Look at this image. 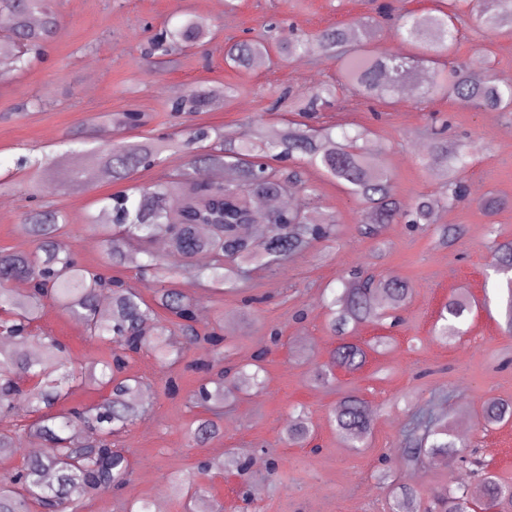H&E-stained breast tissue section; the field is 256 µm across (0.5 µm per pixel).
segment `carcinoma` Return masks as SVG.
Returning a JSON list of instances; mask_svg holds the SVG:
<instances>
[{"instance_id":"obj_1","label":"carcinoma","mask_w":512,"mask_h":512,"mask_svg":"<svg viewBox=\"0 0 512 512\" xmlns=\"http://www.w3.org/2000/svg\"><path fill=\"white\" fill-rule=\"evenodd\" d=\"M466 13L489 33L512 29V0H446L442 7L403 16L398 30L403 51L376 52L373 23L363 21L356 26L324 29L311 42L296 32L235 42L225 50L224 60L232 68H247L256 59L269 56L272 46L288 57L315 52L341 63L344 87L351 94L386 102L399 96L404 85L417 76L410 71V62L422 58L429 73L425 85L428 95L512 117V85L502 86L491 77L476 82L465 66L445 61L453 51L455 21ZM0 15L11 19L14 30L11 37L0 39V55L16 53L14 71L25 69L28 54L53 38L59 26L53 0H0ZM210 35L211 25L192 16L172 31L155 33L147 55L167 57ZM227 92L229 88L224 86L193 87L172 111L197 112ZM335 101L336 87L322 85L305 99L302 111L319 112ZM431 135L428 166L441 192L404 202L395 196L392 176L381 159L357 146L364 136L362 131L353 135L344 131L338 138L329 129L316 130L304 122H293L252 130L228 142L213 127L194 130L189 143L199 145L200 159L190 160L184 168L146 188L109 194L100 200L96 211L83 217V225L99 237L112 262L132 263L139 273L150 274L149 301L134 289L79 264L59 235L62 215L51 210L30 212L21 230L35 242L34 251L0 255V329L5 336L0 340V419L36 415L39 420L21 433L1 430L0 455L13 454L24 441L33 448H51L53 453L28 458L21 469L0 476V512H80L86 494L124 486L132 472L131 462L112 447V437L142 419L151 406L142 381L126 373L129 360L150 350L158 360L175 363L200 344L220 350L223 337L202 336L196 331L197 303L176 287L179 268L152 251L155 240H164L175 259L208 254L210 262L196 275L209 287L226 293L241 291L242 270L247 265L258 263L278 272L281 262L311 242L335 234V224H315L300 207L286 215L255 209L257 200L286 196L303 184L300 171L276 166L293 158L344 183L363 201L359 228L364 237L373 238L380 225L396 221L430 224L438 208H452L465 200L469 166L465 146L450 145L435 131ZM171 148V142L165 140H122L93 150V155L97 164L111 172L113 180L124 181L146 164H164L165 153ZM62 161L61 155L35 161L30 172L33 188H40L48 171ZM200 162L224 168L231 178L222 184L204 181L199 176ZM434 234L439 244L449 247L458 239L459 226L442 224L434 228ZM490 253L491 267L500 275H508L512 270V241L492 242ZM16 280L26 281L28 288L18 291L10 287ZM412 291L411 284L398 276L357 272L340 291L324 298L330 329L339 343L331 360L312 371L311 380L325 386L335 378L337 368L361 369L367 353L346 341L349 326L397 321ZM49 303L81 323L90 336L115 344L117 352L109 360L74 366L73 357L57 337L34 332V324ZM161 310L181 327V342L169 337L168 328L159 321ZM471 313L468 297L452 295L440 312L437 336L446 341L460 335ZM259 361L258 356L256 362L241 367L229 361L222 367L216 361L197 363L213 377L190 396L191 402L209 412L188 430L190 441L203 445L218 435L224 402L263 386ZM75 386L106 389L108 395L94 405L62 409V401ZM332 418L345 443L355 446L365 441L371 423L358 396L344 397ZM511 419V401L494 399L481 407L480 421L485 428ZM309 434L306 408L294 407L284 440L300 445ZM404 441L418 460H460L484 467L481 461L462 455L459 444L463 440L442 420L419 418ZM226 467L243 475L249 470L250 459L235 455L207 459L200 466V474ZM177 486L198 502L209 497L208 486L197 479H180ZM471 505L483 512H512V484L487 472L474 485H460L435 495L434 509L428 512H469ZM421 507L417 490L407 485L394 489L390 512H421Z\"/></svg>"}]
</instances>
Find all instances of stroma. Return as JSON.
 I'll return each mask as SVG.
<instances>
[{
  "label": "stroma",
  "mask_w": 512,
  "mask_h": 512,
  "mask_svg": "<svg viewBox=\"0 0 512 512\" xmlns=\"http://www.w3.org/2000/svg\"><path fill=\"white\" fill-rule=\"evenodd\" d=\"M437 3L56 0L59 27L43 55L25 71L0 75V254L31 252L34 244L18 226L26 212L52 209L65 216L63 234L81 264L150 297L147 282L136 270L112 263L97 236L81 225L99 198L116 192V184L98 178L69 190L58 186L70 172L91 165L90 148L116 141L106 114H142V125L127 130V139L182 141V149L169 153L165 167L138 170L128 181L132 187L149 186L164 171L179 169L191 159L185 145L190 129L209 126L241 134L257 122L277 127L300 121L299 96L339 76V63L313 52L295 57L274 54L259 67L231 68L224 63L225 43L261 38L269 22L292 24L311 35L367 17L378 21L382 30L378 48L389 50L398 43L394 17ZM190 16L208 20L213 29L210 41L174 55L167 64L147 57L148 39L156 30L177 26ZM453 59L467 66L482 60L485 73L498 80L512 76V33L492 34L467 18L459 27ZM215 84L233 89L221 105L180 116L171 112L175 91ZM413 84L412 96H399L388 105L346 97L343 109L323 110L317 122L338 129L366 128L364 149L382 155L393 191L403 201L440 191L425 164V153L418 150L431 142V116L447 120L449 137L474 141L468 196L439 211V223L459 225L456 244L437 246L432 227L415 229L403 223L383 225L378 238L362 237V202L335 180L307 171L305 178L315 188L308 215L318 221L334 216V239L312 242L285 261L277 275L252 268L245 288L257 302L248 309L239 297L207 287L194 272H184L178 280L179 288L199 302V331L221 330L233 361L246 364L265 352L264 390L225 404L223 433L204 446L192 447L186 430L206 411L192 407L188 397L204 377L194 367L204 352L191 349L172 366L145 353L136 356L130 372L150 386L153 410L119 439L132 463L131 481L122 491L83 499L80 512H126L138 499L163 501L166 512H187L175 477L191 473L200 460L229 452L273 459L278 467L273 472L250 469L247 479L255 496L249 502L238 495L242 479L236 473L212 472L207 478L210 495L223 512H388L391 483L377 476L384 467L390 469L392 483L419 489L427 502L434 492L452 487L449 472L462 474L465 482H477L476 471L467 463L404 462L403 433L422 412L454 425L468 422L466 439L472 449L495 475L512 481V421L487 430L480 423L484 402L512 401V334L505 323V293L486 279L491 240H512V120L428 98L424 76H417ZM55 155L64 156L63 166L51 169L40 190L32 191L19 159ZM488 196L502 202L491 215L480 206ZM356 269L403 278L412 284L413 293L398 326L367 324L353 332L360 343L387 337L386 350L369 352L359 371L336 370L333 385H315L312 370L328 362L337 342L323 293ZM459 292L471 298L474 311L464 334L446 343L435 337L434 325L443 303ZM274 326L282 331L276 343L269 337ZM37 328L58 337L77 362L103 360L111 354L110 344L87 337L80 324L56 307H48ZM171 375L181 384L174 397L164 390ZM348 393L364 399L374 415L371 435L362 448L345 445L330 421L337 401ZM299 404L308 412L312 433L307 443L289 445L284 430Z\"/></svg>",
  "instance_id": "obj_1"
}]
</instances>
